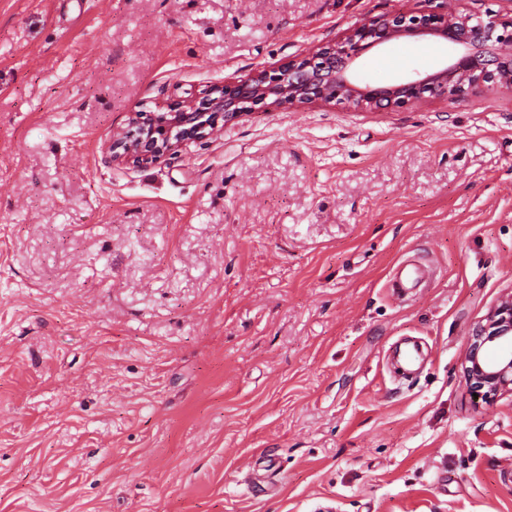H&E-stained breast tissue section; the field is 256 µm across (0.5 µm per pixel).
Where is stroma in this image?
<instances>
[{
    "mask_svg": "<svg viewBox=\"0 0 512 512\" xmlns=\"http://www.w3.org/2000/svg\"><path fill=\"white\" fill-rule=\"evenodd\" d=\"M443 8L0 0V512H512V396L461 367L512 291V90L255 109L106 160L129 112ZM454 54L405 39L359 74ZM412 260L436 275L397 293Z\"/></svg>",
    "mask_w": 512,
    "mask_h": 512,
    "instance_id": "1",
    "label": "stroma"
}]
</instances>
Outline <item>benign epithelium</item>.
Here are the masks:
<instances>
[{"label":"benign epithelium","instance_id":"1","mask_svg":"<svg viewBox=\"0 0 512 512\" xmlns=\"http://www.w3.org/2000/svg\"><path fill=\"white\" fill-rule=\"evenodd\" d=\"M447 0L442 12L412 15L395 13L364 21L344 37L318 45L299 61H289L269 73L257 71L246 79L230 81L196 100H175L162 112H131L126 126L112 134L109 159L147 165L173 155L190 140L219 132L218 120L229 124L254 106L274 109L283 104L306 106L337 102L353 109L380 104L402 107L418 103L429 93L437 97L463 95L486 84L512 87V21L478 20ZM431 36L458 49L456 59L419 79L372 87L350 71L351 64L370 49L406 38ZM471 392L481 399L512 393V292L502 296L473 329L463 359Z\"/></svg>","mask_w":512,"mask_h":512}]
</instances>
